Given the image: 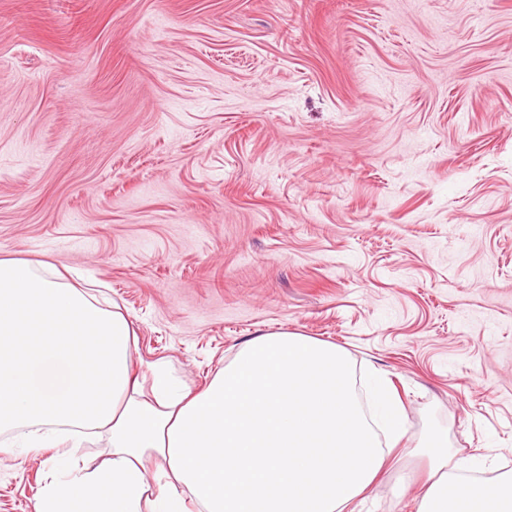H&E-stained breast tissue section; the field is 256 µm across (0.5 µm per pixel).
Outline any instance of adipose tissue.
Listing matches in <instances>:
<instances>
[{"label":"adipose tissue","mask_w":512,"mask_h":512,"mask_svg":"<svg viewBox=\"0 0 512 512\" xmlns=\"http://www.w3.org/2000/svg\"><path fill=\"white\" fill-rule=\"evenodd\" d=\"M135 336L120 310L99 308L60 273L0 259V430L24 450L53 449L62 473L37 512H186L189 498L202 512H345L406 434L386 374L364 378L362 411L349 357L320 340L260 336L198 394L155 366L147 396ZM47 423L66 430L45 432ZM95 435L109 459L76 468L77 448ZM476 468L462 457L431 473L420 512H512V472L468 479Z\"/></svg>","instance_id":"1"}]
</instances>
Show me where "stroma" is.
Here are the masks:
<instances>
[{"label":"stroma","instance_id":"1","mask_svg":"<svg viewBox=\"0 0 512 512\" xmlns=\"http://www.w3.org/2000/svg\"><path fill=\"white\" fill-rule=\"evenodd\" d=\"M0 259L197 393L274 332L384 372L354 512H417L433 435L512 471V0H0ZM49 455L0 446V512ZM363 386L371 400V422L386 435L387 447H394L406 434V418L389 379L376 370L364 378Z\"/></svg>","mask_w":512,"mask_h":512}]
</instances>
